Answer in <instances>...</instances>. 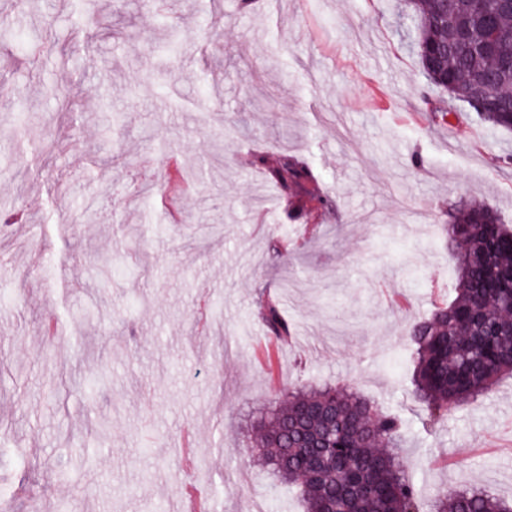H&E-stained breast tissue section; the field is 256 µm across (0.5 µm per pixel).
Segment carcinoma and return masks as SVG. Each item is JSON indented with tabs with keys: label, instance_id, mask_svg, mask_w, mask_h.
I'll return each mask as SVG.
<instances>
[{
	"label": "carcinoma",
	"instance_id": "carcinoma-1",
	"mask_svg": "<svg viewBox=\"0 0 512 512\" xmlns=\"http://www.w3.org/2000/svg\"><path fill=\"white\" fill-rule=\"evenodd\" d=\"M403 7L417 21L413 49L431 87L512 131V11L501 0H404ZM267 172L295 218L311 217L314 199L332 206L299 158L283 153ZM444 231L456 267L453 298L407 330L412 397L430 427L512 377V227L490 205L461 198L448 204ZM259 317L271 338H292L275 302H260ZM250 429L246 452L299 489L303 512H421L403 461V422L346 385L290 388ZM430 512H512V499L443 489Z\"/></svg>",
	"mask_w": 512,
	"mask_h": 512
}]
</instances>
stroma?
I'll list each match as a JSON object with an SVG mask.
<instances>
[{"mask_svg":"<svg viewBox=\"0 0 512 512\" xmlns=\"http://www.w3.org/2000/svg\"><path fill=\"white\" fill-rule=\"evenodd\" d=\"M0 14L31 45L0 51L6 512H181L189 492L218 512H302L242 445L288 386L337 383L406 422L424 506L446 485L512 497V446L481 448L512 437V379L426 427L406 341L452 290L449 201L512 225V132L429 88L398 0H0ZM164 16L181 40L167 65ZM206 92L223 110L205 112ZM257 148L302 156L334 208L289 220ZM176 181L195 192L171 224ZM275 236L296 243L290 260ZM266 293L289 342L257 316Z\"/></svg>","mask_w":512,"mask_h":512,"instance_id":"35a3bbf8","label":"stroma"}]
</instances>
